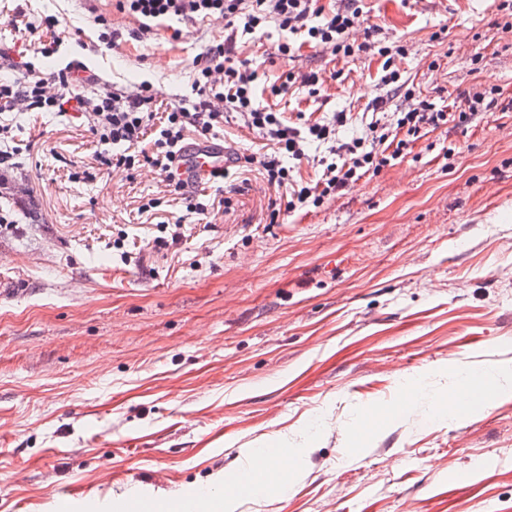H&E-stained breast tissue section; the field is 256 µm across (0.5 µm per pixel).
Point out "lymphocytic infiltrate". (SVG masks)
Instances as JSON below:
<instances>
[{
	"label": "lymphocytic infiltrate",
	"mask_w": 512,
	"mask_h": 512,
	"mask_svg": "<svg viewBox=\"0 0 512 512\" xmlns=\"http://www.w3.org/2000/svg\"><path fill=\"white\" fill-rule=\"evenodd\" d=\"M318 0H116L118 11L143 20L207 21L224 18L226 36L211 46L195 65L192 88L197 96L191 106L177 105L160 109L149 87L121 94L102 90L97 75H76V64H68L45 74L34 66H24L8 81L0 80V112H53L65 115L75 108L86 117L96 139L95 158L105 168L132 169L149 165L164 173L175 192L181 193L188 213L208 215L213 201L203 190L191 188L178 178L179 155L186 145V131L195 128L207 135L222 124L225 113H233L249 129L269 141V148L247 156L246 162L271 185L288 186L292 176L284 166V157H304L310 142L335 137L346 126V113L334 115L331 122H308L297 128L288 124L283 113L260 107L255 99L256 70L235 54L238 35L254 33L266 23H276L289 34L304 35L314 45L331 47L334 53L349 57L377 52L384 59V84L398 83L401 75L393 69L395 56L403 46L376 45L356 41L354 32L361 24L360 0H341L336 11L322 16ZM498 98L476 92L466 97V106L457 112L436 108L422 99L401 111L397 129L418 135L427 128L436 129L448 122L465 125L479 114L499 109ZM337 161L326 164L315 186L301 187L292 194L289 208L320 205L325 197L348 190L360 171H379L392 157L378 148L366 147L355 138L336 148Z\"/></svg>",
	"instance_id": "f902f5d3"
}]
</instances>
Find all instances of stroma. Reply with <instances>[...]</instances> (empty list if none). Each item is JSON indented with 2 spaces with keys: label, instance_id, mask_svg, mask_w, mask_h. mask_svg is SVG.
I'll use <instances>...</instances> for the list:
<instances>
[{
  "label": "stroma",
  "instance_id": "1",
  "mask_svg": "<svg viewBox=\"0 0 512 512\" xmlns=\"http://www.w3.org/2000/svg\"><path fill=\"white\" fill-rule=\"evenodd\" d=\"M501 0H362L365 35L402 45L416 96L448 112L467 90L512 99V33ZM69 30L37 39L0 17L14 62L44 73L77 59L114 92L149 84L193 98L194 57L224 22L136 19L113 0H31ZM121 37L98 41L97 14ZM291 42L285 55L278 47ZM258 68L259 105L366 136L375 107H407L383 57L333 55L267 24L237 41ZM315 71L317 95L288 73ZM286 94H275L278 86ZM13 173L0 185V512H150L244 472L279 435L298 461L286 494L234 512H512V112L408 137L402 159L319 207L250 171L207 183V218L165 175L100 169L84 117L14 115ZM157 206L137 216L142 198ZM184 217V224L171 220ZM503 369L457 418L429 402L465 392L464 372ZM428 403L405 401L408 381ZM465 484H455L460 471Z\"/></svg>",
  "mask_w": 512,
  "mask_h": 512
}]
</instances>
